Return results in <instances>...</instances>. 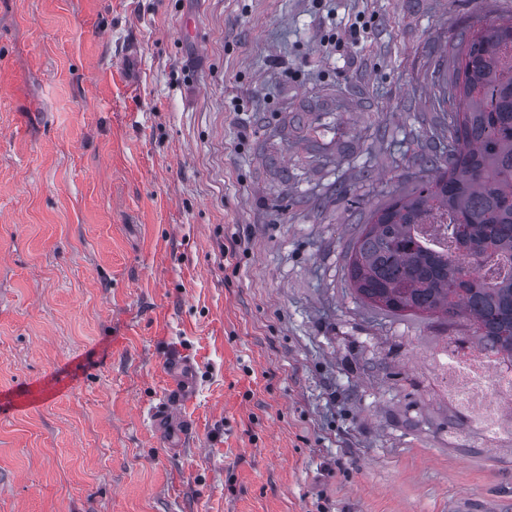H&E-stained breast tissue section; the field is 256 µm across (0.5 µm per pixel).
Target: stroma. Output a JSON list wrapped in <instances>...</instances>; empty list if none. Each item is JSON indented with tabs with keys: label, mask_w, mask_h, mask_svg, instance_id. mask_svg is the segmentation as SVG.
<instances>
[{
	"label": "stroma",
	"mask_w": 512,
	"mask_h": 512,
	"mask_svg": "<svg viewBox=\"0 0 512 512\" xmlns=\"http://www.w3.org/2000/svg\"><path fill=\"white\" fill-rule=\"evenodd\" d=\"M477 16L512 0H0V512H512L429 366L470 321L345 268ZM167 369L171 381L170 388L163 396L159 406L151 411L154 420L157 422L167 418L174 410L189 403L194 396L193 387L190 385V377L193 371L191 358L185 353L173 352L167 361Z\"/></svg>",
	"instance_id": "35a3bbf8"
}]
</instances>
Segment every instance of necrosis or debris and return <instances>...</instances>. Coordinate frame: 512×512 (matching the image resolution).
Segmentation results:
<instances>
[{"instance_id": "4bbe7bcc", "label": "necrosis or debris", "mask_w": 512, "mask_h": 512, "mask_svg": "<svg viewBox=\"0 0 512 512\" xmlns=\"http://www.w3.org/2000/svg\"><path fill=\"white\" fill-rule=\"evenodd\" d=\"M431 361L449 409L487 441L512 437V358L452 331Z\"/></svg>"}]
</instances>
